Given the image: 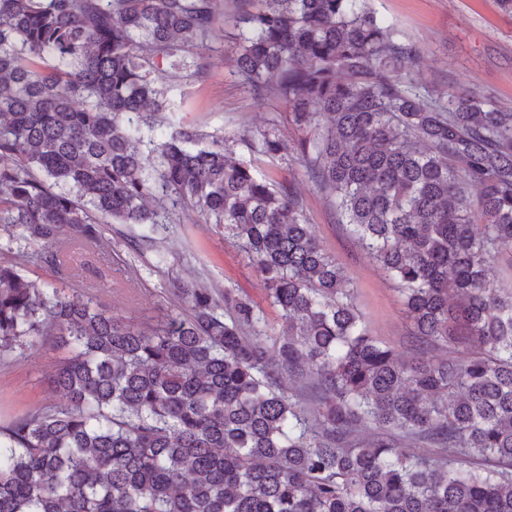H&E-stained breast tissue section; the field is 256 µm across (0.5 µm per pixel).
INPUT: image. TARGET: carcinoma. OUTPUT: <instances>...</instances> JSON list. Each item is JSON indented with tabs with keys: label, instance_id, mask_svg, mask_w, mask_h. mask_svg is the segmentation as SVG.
<instances>
[{
	"label": "carcinoma",
	"instance_id": "carcinoma-1",
	"mask_svg": "<svg viewBox=\"0 0 512 512\" xmlns=\"http://www.w3.org/2000/svg\"><path fill=\"white\" fill-rule=\"evenodd\" d=\"M235 7L243 84L284 101L290 150L426 353L367 326L296 178L192 126L144 141L160 62L208 77L186 46L216 0H0V230L25 243L0 264V355L69 349L49 377L64 404L0 429V512H512V288L489 276L512 244V109L408 80L419 50L369 0ZM235 140L285 149L273 127ZM181 209L224 225L288 332L232 288L178 281L186 312L145 329L62 287L85 265L65 241Z\"/></svg>",
	"mask_w": 512,
	"mask_h": 512
}]
</instances>
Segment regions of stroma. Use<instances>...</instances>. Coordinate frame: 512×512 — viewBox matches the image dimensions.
I'll return each instance as SVG.
<instances>
[{"mask_svg":"<svg viewBox=\"0 0 512 512\" xmlns=\"http://www.w3.org/2000/svg\"><path fill=\"white\" fill-rule=\"evenodd\" d=\"M371 5L418 47L413 77L419 87L443 94L470 89L512 106V16L500 11L497 0H371ZM217 12L220 20L204 42L208 78L194 82L162 71L155 75L175 106L171 119L209 135L273 125L281 140L290 141L295 133L285 104L273 96L255 98L238 78L233 0H219ZM302 189L308 220L356 288L365 322L403 359H413L411 325L393 282L368 262L326 197L310 181H303ZM86 255L89 264L69 281V289L92 290L98 304L130 323L154 326L176 312L172 284L178 279L193 278L219 292L234 288L259 306L268 304L263 280L245 253L222 227L203 223L192 210L179 212L174 224L157 233L153 249L134 251L128 228L111 224ZM65 355L50 337L39 350L0 357V418L59 405L48 377Z\"/></svg>","mask_w":512,"mask_h":512,"instance_id":"stroma-1","label":"stroma"}]
</instances>
